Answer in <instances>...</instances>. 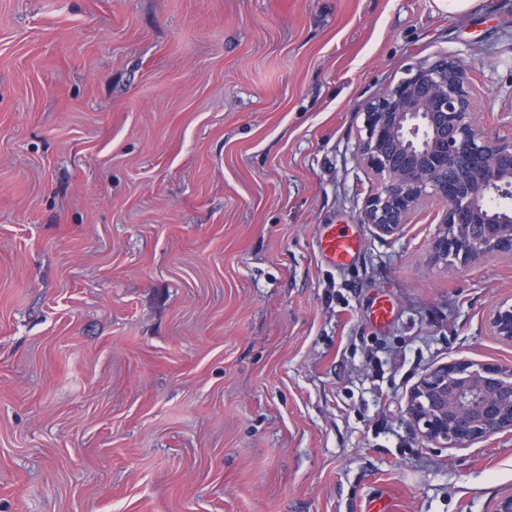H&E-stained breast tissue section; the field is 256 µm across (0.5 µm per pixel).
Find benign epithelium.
Returning a JSON list of instances; mask_svg holds the SVG:
<instances>
[{"label":"benign epithelium","instance_id":"7a95c632","mask_svg":"<svg viewBox=\"0 0 512 512\" xmlns=\"http://www.w3.org/2000/svg\"><path fill=\"white\" fill-rule=\"evenodd\" d=\"M471 65L454 55L423 60L363 108L357 164L380 178L363 201V219L379 234L399 235L416 211L439 205L443 230L430 251L446 260L512 261V138L476 120ZM512 342V304L488 320ZM405 417L422 438L467 448L512 429V369L466 359L425 370L410 391Z\"/></svg>","mask_w":512,"mask_h":512}]
</instances>
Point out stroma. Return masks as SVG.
<instances>
[{
    "instance_id": "obj_1",
    "label": "stroma",
    "mask_w": 512,
    "mask_h": 512,
    "mask_svg": "<svg viewBox=\"0 0 512 512\" xmlns=\"http://www.w3.org/2000/svg\"><path fill=\"white\" fill-rule=\"evenodd\" d=\"M472 66L512 134V0H0V512H492L512 432L405 418L425 368H512V262L362 217L364 104ZM323 224H356L350 267ZM387 298V327L369 306ZM318 243L323 260L339 268L354 264L362 249V238L355 224H323ZM493 336L512 342V304L502 301L491 310L488 320Z\"/></svg>"
}]
</instances>
